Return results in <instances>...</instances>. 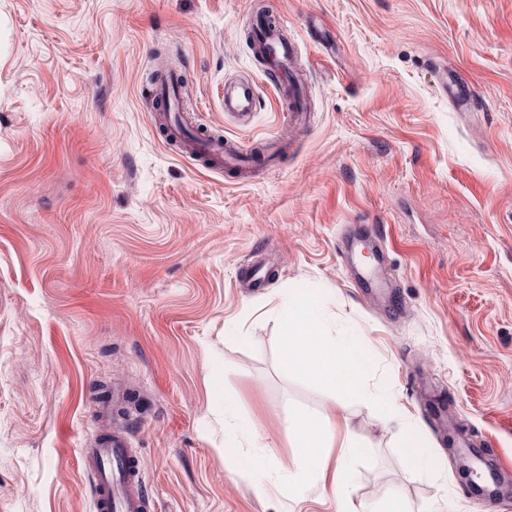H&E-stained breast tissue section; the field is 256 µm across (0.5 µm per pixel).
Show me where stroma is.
<instances>
[{"label": "stroma", "mask_w": 512, "mask_h": 512, "mask_svg": "<svg viewBox=\"0 0 512 512\" xmlns=\"http://www.w3.org/2000/svg\"><path fill=\"white\" fill-rule=\"evenodd\" d=\"M257 9L298 44L301 124L250 49ZM169 62L200 133L274 160L215 174L165 146L144 97ZM383 262L393 288H359ZM299 293L392 402L335 429L363 446L329 451L352 499L512 512V471L492 511L456 460L512 457V0H0V512H94L81 448L115 391L147 512H339L332 487H282L289 414L334 406L280 363L275 308ZM258 92L253 80L239 78L224 83V112L247 115L257 108Z\"/></svg>", "instance_id": "stroma-1"}]
</instances>
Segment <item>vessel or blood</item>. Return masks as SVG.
I'll use <instances>...</instances> for the list:
<instances>
[{
	"instance_id": "b4317fda",
	"label": "vessel or blood",
	"mask_w": 512,
	"mask_h": 512,
	"mask_svg": "<svg viewBox=\"0 0 512 512\" xmlns=\"http://www.w3.org/2000/svg\"><path fill=\"white\" fill-rule=\"evenodd\" d=\"M255 52L265 60L277 77L278 104L281 111L294 119H304L307 95L302 79L294 77L290 67L294 57V42L282 30L256 23L252 30ZM177 84L170 73H161L156 89L145 103L153 112L175 111L172 91ZM257 87L253 80L239 78L224 84V111L231 115H246L256 110ZM165 139L181 144L186 154L194 156L204 169L220 172L240 167L247 150L239 141L186 139L177 124H169ZM83 466L95 478L94 508L96 512H145L146 496L142 487L140 464L132 454L124 431L114 430L98 438L92 447L81 452Z\"/></svg>"
}]
</instances>
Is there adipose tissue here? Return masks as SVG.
Here are the masks:
<instances>
[{
    "instance_id": "adipose-tissue-1",
    "label": "adipose tissue",
    "mask_w": 512,
    "mask_h": 512,
    "mask_svg": "<svg viewBox=\"0 0 512 512\" xmlns=\"http://www.w3.org/2000/svg\"><path fill=\"white\" fill-rule=\"evenodd\" d=\"M282 321L280 361L285 370L320 384L341 401L357 400L367 406L385 407V393L366 388L364 370L354 355L360 350L356 339L336 340L329 336L327 319L319 300L310 294L296 295L279 311ZM334 417L295 413L288 417V432L297 448L291 477L307 473L324 476L323 450L332 438Z\"/></svg>"
}]
</instances>
